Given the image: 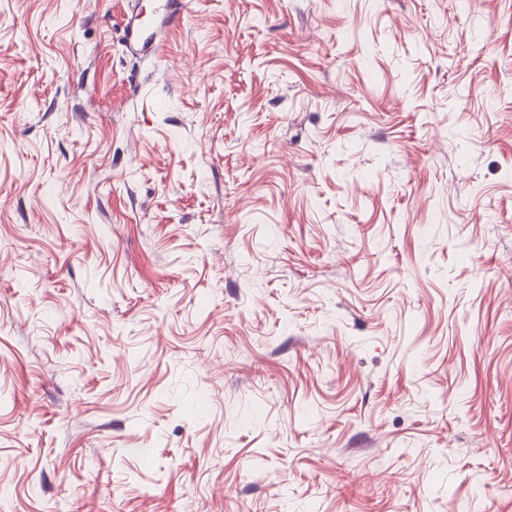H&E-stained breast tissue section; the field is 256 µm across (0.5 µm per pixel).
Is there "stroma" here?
Instances as JSON below:
<instances>
[{
  "mask_svg": "<svg viewBox=\"0 0 512 512\" xmlns=\"http://www.w3.org/2000/svg\"><path fill=\"white\" fill-rule=\"evenodd\" d=\"M0 512H512V0H0Z\"/></svg>",
  "mask_w": 512,
  "mask_h": 512,
  "instance_id": "stroma-1",
  "label": "stroma"
}]
</instances>
